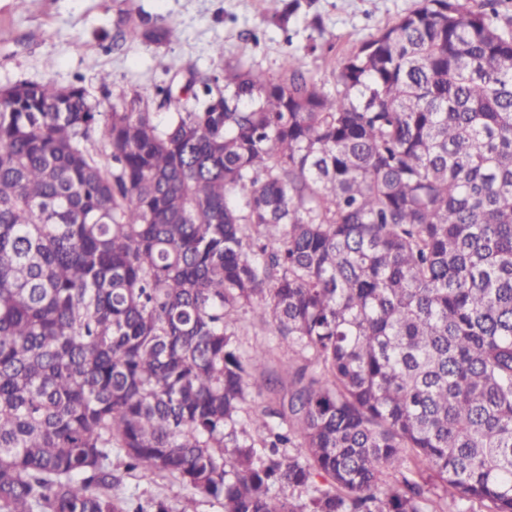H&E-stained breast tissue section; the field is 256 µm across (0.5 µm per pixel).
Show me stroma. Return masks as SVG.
Listing matches in <instances>:
<instances>
[{"mask_svg":"<svg viewBox=\"0 0 512 512\" xmlns=\"http://www.w3.org/2000/svg\"><path fill=\"white\" fill-rule=\"evenodd\" d=\"M287 27L266 12V0H0V88L20 82H54L83 86L90 103L108 110L119 92L150 98L157 86L181 95L192 78L239 65L266 75L278 74L284 55L317 45L308 56L309 73L325 89H333L342 57L378 30L414 9L418 0H298ZM164 16L172 35L155 45H113L120 15ZM223 53H216V46ZM112 84L102 87L100 76ZM300 358L275 348L265 376L269 383L251 391L248 404L279 406L288 399V368ZM129 492L147 498L161 495L172 502L194 500L195 512H224L223 506L179 483L128 476Z\"/></svg>","mask_w":512,"mask_h":512,"instance_id":"stroma-1","label":"stroma"}]
</instances>
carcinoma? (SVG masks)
Listing matches in <instances>:
<instances>
[{"label": "carcinoma", "instance_id": "1", "mask_svg": "<svg viewBox=\"0 0 512 512\" xmlns=\"http://www.w3.org/2000/svg\"><path fill=\"white\" fill-rule=\"evenodd\" d=\"M501 2L419 0L332 91L305 53L159 87L163 120L0 88V512H190L136 472L224 512H430L428 471L438 512H512ZM244 307L313 367L247 418ZM124 482L129 493L139 495L143 499L161 495L178 504L185 497H189L194 500L195 512H224V507L220 503L201 494H195L179 483L167 479L142 477L141 474H137V476H126Z\"/></svg>", "mask_w": 512, "mask_h": 512}]
</instances>
